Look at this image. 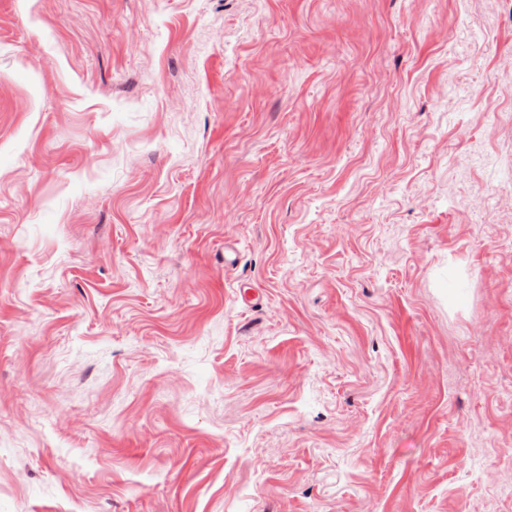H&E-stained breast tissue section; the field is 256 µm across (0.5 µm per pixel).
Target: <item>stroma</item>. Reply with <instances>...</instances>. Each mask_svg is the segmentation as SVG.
Instances as JSON below:
<instances>
[{
  "mask_svg": "<svg viewBox=\"0 0 512 512\" xmlns=\"http://www.w3.org/2000/svg\"><path fill=\"white\" fill-rule=\"evenodd\" d=\"M0 512H512V0H0Z\"/></svg>",
  "mask_w": 512,
  "mask_h": 512,
  "instance_id": "stroma-1",
  "label": "stroma"
}]
</instances>
